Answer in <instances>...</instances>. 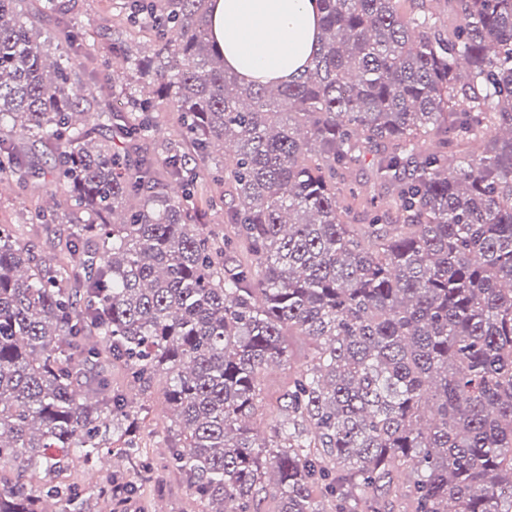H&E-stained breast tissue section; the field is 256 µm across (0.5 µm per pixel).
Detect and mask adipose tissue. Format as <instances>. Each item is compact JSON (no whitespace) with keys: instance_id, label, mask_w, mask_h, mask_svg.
<instances>
[{"instance_id":"adipose-tissue-1","label":"adipose tissue","mask_w":512,"mask_h":512,"mask_svg":"<svg viewBox=\"0 0 512 512\" xmlns=\"http://www.w3.org/2000/svg\"><path fill=\"white\" fill-rule=\"evenodd\" d=\"M212 6V34L224 65L248 80H293L321 35L317 0H212Z\"/></svg>"}]
</instances>
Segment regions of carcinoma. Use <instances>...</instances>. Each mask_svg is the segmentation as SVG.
<instances>
[{"mask_svg":"<svg viewBox=\"0 0 512 512\" xmlns=\"http://www.w3.org/2000/svg\"><path fill=\"white\" fill-rule=\"evenodd\" d=\"M319 2L312 66L278 86L224 70L210 0L121 3L149 60L74 37L63 0H0V180L69 202L0 225V512H93L112 487L56 477L114 438L140 490L114 365L131 390L166 378V464L204 512H512V0H450L451 24L441 0ZM108 53L124 112L72 82ZM157 112L180 140L133 156ZM213 170L221 241L194 204ZM49 223L54 255L21 244ZM289 336L314 352L259 437Z\"/></svg>","mask_w":512,"mask_h":512,"instance_id":"1","label":"carcinoma"}]
</instances>
